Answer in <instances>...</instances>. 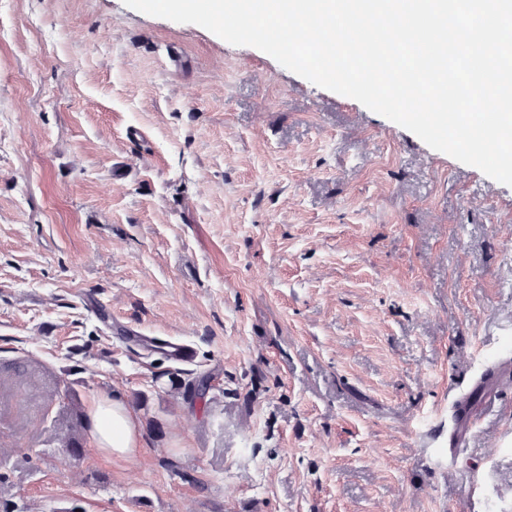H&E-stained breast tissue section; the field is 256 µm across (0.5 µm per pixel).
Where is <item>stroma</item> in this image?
I'll use <instances>...</instances> for the list:
<instances>
[{
  "label": "stroma",
  "instance_id": "35a3bbf8",
  "mask_svg": "<svg viewBox=\"0 0 512 512\" xmlns=\"http://www.w3.org/2000/svg\"><path fill=\"white\" fill-rule=\"evenodd\" d=\"M509 353L512 187L198 25L0 0V512H512V391L443 452ZM163 347L170 359L177 363L191 364L196 359V350L193 345L179 340L156 339ZM94 446L102 453L129 461L144 448L137 414L121 398H95L87 408ZM480 420L481 416L473 413L466 405L456 404L448 441V455H456L458 448L469 446L473 430Z\"/></svg>",
  "mask_w": 512,
  "mask_h": 512
}]
</instances>
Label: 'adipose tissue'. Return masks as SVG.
<instances>
[{
    "label": "adipose tissue",
    "mask_w": 512,
    "mask_h": 512,
    "mask_svg": "<svg viewBox=\"0 0 512 512\" xmlns=\"http://www.w3.org/2000/svg\"><path fill=\"white\" fill-rule=\"evenodd\" d=\"M94 446L113 458H135L144 443L137 414L120 398H96L87 408Z\"/></svg>",
    "instance_id": "adipose-tissue-1"
}]
</instances>
